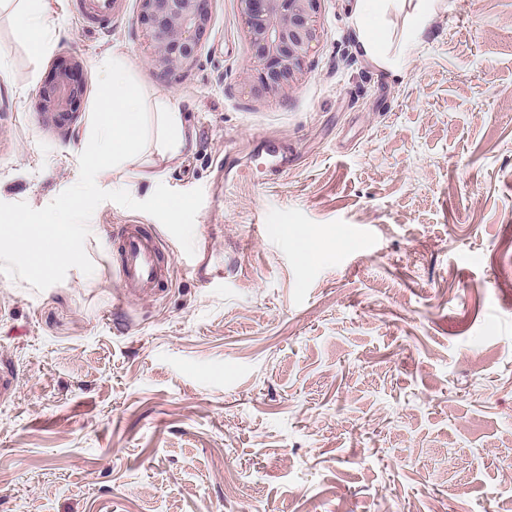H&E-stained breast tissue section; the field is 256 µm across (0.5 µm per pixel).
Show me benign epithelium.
<instances>
[{"instance_id":"1","label":"benign epithelium","mask_w":512,"mask_h":512,"mask_svg":"<svg viewBox=\"0 0 512 512\" xmlns=\"http://www.w3.org/2000/svg\"><path fill=\"white\" fill-rule=\"evenodd\" d=\"M252 54L245 79L258 97L289 94L305 74V61L321 37V0H238ZM138 20L150 64L174 75L196 60L210 25L208 0H139ZM83 66L60 56L39 92L43 121L64 126L79 112L86 95Z\"/></svg>"}]
</instances>
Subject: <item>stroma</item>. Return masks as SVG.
I'll use <instances>...</instances> for the list:
<instances>
[{
	"label": "stroma",
	"mask_w": 512,
	"mask_h": 512,
	"mask_svg": "<svg viewBox=\"0 0 512 512\" xmlns=\"http://www.w3.org/2000/svg\"><path fill=\"white\" fill-rule=\"evenodd\" d=\"M354 3L321 0L324 35L276 99L243 77L238 0H211L172 77L147 59L137 0L100 28L41 0L39 59L0 10V202L40 209L77 182L119 48L143 111L174 98L186 145L147 138L98 186L202 189L194 256L224 257L203 279L157 219L106 201L92 275L39 291L0 274V357L19 374L0 402V512H512V0H440L398 73L362 52ZM62 55L87 94L59 129L38 103ZM269 145L286 166L261 168ZM126 224L176 264L124 303ZM290 235L296 245L298 257L302 262H307L313 256L319 254V240L312 229L308 227L296 228Z\"/></svg>",
	"instance_id": "stroma-1"
}]
</instances>
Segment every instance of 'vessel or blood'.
<instances>
[{"instance_id": "1", "label": "vessel or blood", "mask_w": 512, "mask_h": 512, "mask_svg": "<svg viewBox=\"0 0 512 512\" xmlns=\"http://www.w3.org/2000/svg\"><path fill=\"white\" fill-rule=\"evenodd\" d=\"M72 7L83 23L97 26L111 24L118 10L112 0H72ZM118 250L123 297L151 296L167 282L172 260L166 257L158 234L140 224L125 225Z\"/></svg>"}]
</instances>
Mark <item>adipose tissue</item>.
I'll return each mask as SVG.
<instances>
[{
	"instance_id": "1",
	"label": "adipose tissue",
	"mask_w": 512,
	"mask_h": 512,
	"mask_svg": "<svg viewBox=\"0 0 512 512\" xmlns=\"http://www.w3.org/2000/svg\"><path fill=\"white\" fill-rule=\"evenodd\" d=\"M409 5L410 23L400 37L396 55H389L392 33L387 20L391 9ZM435 0H356L354 23L363 52L383 64L404 66L417 46V37L435 13ZM128 61L124 53L112 54L105 72L112 83V105L100 122L93 143L101 156L113 163L126 161L141 145L147 133H154L158 144L169 153L179 152L185 145L183 121L176 105L168 100L159 101L154 127H147L142 112L141 95L127 79Z\"/></svg>"
}]
</instances>
